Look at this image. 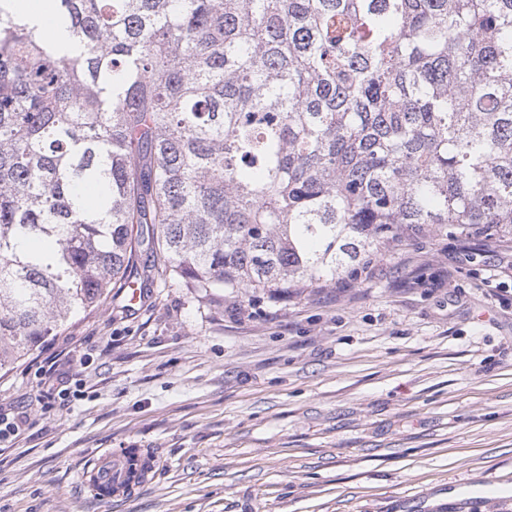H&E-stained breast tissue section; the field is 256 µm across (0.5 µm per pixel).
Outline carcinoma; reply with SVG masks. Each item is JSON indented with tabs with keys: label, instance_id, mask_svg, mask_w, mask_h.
<instances>
[{
	"label": "carcinoma",
	"instance_id": "cac0c4a2",
	"mask_svg": "<svg viewBox=\"0 0 512 512\" xmlns=\"http://www.w3.org/2000/svg\"><path fill=\"white\" fill-rule=\"evenodd\" d=\"M8 2L0 372L132 285L281 297L414 231L512 238V0H56L65 48Z\"/></svg>",
	"mask_w": 512,
	"mask_h": 512
}]
</instances>
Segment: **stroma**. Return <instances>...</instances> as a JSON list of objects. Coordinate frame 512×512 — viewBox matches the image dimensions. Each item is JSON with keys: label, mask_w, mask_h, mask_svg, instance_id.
Instances as JSON below:
<instances>
[{"label": "stroma", "mask_w": 512, "mask_h": 512, "mask_svg": "<svg viewBox=\"0 0 512 512\" xmlns=\"http://www.w3.org/2000/svg\"><path fill=\"white\" fill-rule=\"evenodd\" d=\"M460 243L419 234L277 300L155 288L48 338L0 374V411L28 418L0 512H512L447 500L512 480V240ZM120 448L153 470L99 498L87 467Z\"/></svg>", "instance_id": "1"}]
</instances>
